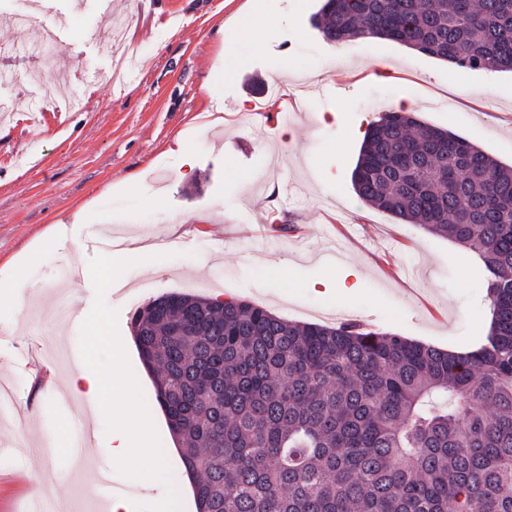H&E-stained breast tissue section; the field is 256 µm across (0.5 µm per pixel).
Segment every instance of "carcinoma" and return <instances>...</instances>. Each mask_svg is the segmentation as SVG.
Segmentation results:
<instances>
[{"instance_id":"carcinoma-1","label":"carcinoma","mask_w":512,"mask_h":512,"mask_svg":"<svg viewBox=\"0 0 512 512\" xmlns=\"http://www.w3.org/2000/svg\"><path fill=\"white\" fill-rule=\"evenodd\" d=\"M322 38L512 72V0H323ZM361 201L478 250L487 335L441 350L358 323L170 294L131 328L197 512H512V166L405 111L365 133Z\"/></svg>"}]
</instances>
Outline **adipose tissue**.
Returning <instances> with one entry per match:
<instances>
[{
  "label": "adipose tissue",
  "instance_id": "obj_1",
  "mask_svg": "<svg viewBox=\"0 0 512 512\" xmlns=\"http://www.w3.org/2000/svg\"><path fill=\"white\" fill-rule=\"evenodd\" d=\"M68 389L75 399L97 410L109 409L115 416L117 431L109 452L119 476L144 485L165 481L168 453L155 447L153 413L140 402L139 384L125 375L121 362H114L111 375L106 376L89 361H81L68 380Z\"/></svg>",
  "mask_w": 512,
  "mask_h": 512
}]
</instances>
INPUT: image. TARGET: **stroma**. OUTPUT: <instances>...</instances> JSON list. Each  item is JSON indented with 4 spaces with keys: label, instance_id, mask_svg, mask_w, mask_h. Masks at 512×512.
I'll return each instance as SVG.
<instances>
[{
    "label": "stroma",
    "instance_id": "1",
    "mask_svg": "<svg viewBox=\"0 0 512 512\" xmlns=\"http://www.w3.org/2000/svg\"><path fill=\"white\" fill-rule=\"evenodd\" d=\"M247 2L0 0V388L14 394L0 419V512H27L35 492L49 512H71L111 468V415L95 416L97 445L72 462L63 448L82 407L41 397L39 377L49 366L66 382L86 352L110 372L118 344L155 405L130 325L155 298H233L445 350L485 333L478 253L363 204L351 172L368 123L400 101L511 165L512 73L457 69L389 40L326 42L313 25L320 0H273L271 30L222 61L218 31ZM168 11L184 28L160 24ZM378 60L390 80L373 78ZM330 111L336 121L321 124ZM180 137L188 154L172 149ZM132 174L135 188L120 189ZM107 223L140 251L117 275ZM352 268L353 294L311 291ZM60 297L83 321H57ZM108 502L83 501L84 512Z\"/></svg>",
    "mask_w": 512,
    "mask_h": 512
}]
</instances>
